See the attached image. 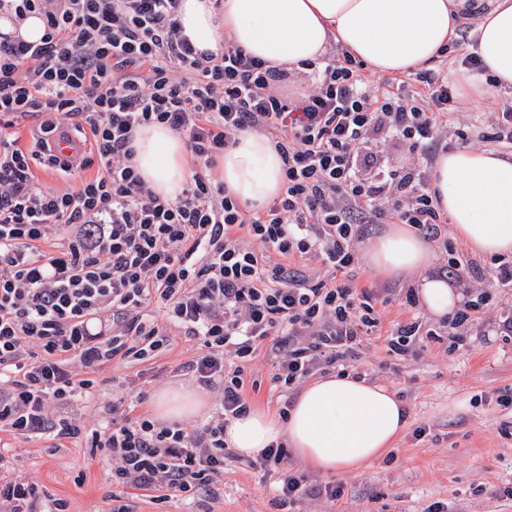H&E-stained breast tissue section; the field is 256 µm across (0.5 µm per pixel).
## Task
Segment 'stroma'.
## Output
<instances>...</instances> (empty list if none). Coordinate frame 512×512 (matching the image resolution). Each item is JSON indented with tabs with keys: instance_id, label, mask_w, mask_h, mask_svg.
<instances>
[{
	"instance_id": "35a3bbf8",
	"label": "stroma",
	"mask_w": 512,
	"mask_h": 512,
	"mask_svg": "<svg viewBox=\"0 0 512 512\" xmlns=\"http://www.w3.org/2000/svg\"><path fill=\"white\" fill-rule=\"evenodd\" d=\"M511 106V88L478 102L458 91L448 140L461 131L468 149L512 156V142L481 139L496 112ZM351 277L386 297L384 324L413 315L432 333L417 337L404 357L388 353L384 341L373 336L345 359L348 373L386 384L404 403L407 427L392 449L362 472L322 474L293 456L285 462V469L304 474L308 484L340 488L338 501L302 496L276 502V474L250 466L232 450L224 461L222 490L200 503L181 497L160 503L113 487L106 452L87 448L80 439L10 438L13 474L38 481L47 498L66 500L69 512H112L122 505L132 512H435L439 505L445 512H512V497L504 494L512 487V410L497 403L512 393V337L500 329L503 315L512 314V289L494 297L493 312L453 332L447 319L434 318L421 306L405 310L402 298L410 281L389 278L361 260ZM196 353L195 345L176 336L145 359L100 370L92 393L73 399L67 412L87 431L104 424L106 406L119 400L131 416H150L157 395L192 381L184 365ZM276 364L271 341H264L246 372L252 407L278 412L294 399L295 390L283 392L274 384ZM420 427L425 433L419 437Z\"/></svg>"
}]
</instances>
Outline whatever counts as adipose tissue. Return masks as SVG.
Masks as SVG:
<instances>
[{
    "label": "adipose tissue",
    "instance_id": "ef3b65f1",
    "mask_svg": "<svg viewBox=\"0 0 512 512\" xmlns=\"http://www.w3.org/2000/svg\"><path fill=\"white\" fill-rule=\"evenodd\" d=\"M466 0H183L180 23L201 50L218 51L225 36L248 54L280 68L320 58L336 43L373 71L402 74L431 62L464 23ZM476 20L475 53L482 70L456 79L481 91L487 79L512 88V0H485ZM135 164L159 195L176 196L186 178L187 151L169 129L154 125L135 135ZM229 192L244 203H262L282 187V160L273 143L241 133L218 160ZM431 188L456 233L475 253H512V159L492 151L442 153ZM363 260L396 279H410L431 315H452L464 296L432 272V250L411 228L390 225L361 245ZM205 401L194 387L177 384L159 394L153 413L162 420L196 415ZM407 423L401 400L387 386L349 375H329L305 385L286 417L249 409L234 419L225 440L239 455L258 456L275 441L289 444L323 473L371 465L402 435Z\"/></svg>",
    "mask_w": 512,
    "mask_h": 512
}]
</instances>
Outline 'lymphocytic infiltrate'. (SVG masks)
<instances>
[{
  "label": "lymphocytic infiltrate",
  "instance_id": "lymphocytic-infiltrate-1",
  "mask_svg": "<svg viewBox=\"0 0 512 512\" xmlns=\"http://www.w3.org/2000/svg\"><path fill=\"white\" fill-rule=\"evenodd\" d=\"M181 0H0V16L43 17L41 43L0 33V427L76 438L54 407L95 388L88 369L142 360L171 334L196 342L198 382L224 386L221 412L199 429L115 417L90 445L108 452L115 486L191 498L224 481V430L246 413L245 369L279 335L282 388L343 361L365 337L407 355L422 321L383 328L378 295L348 279L368 224L437 236L447 218L430 191L454 87L440 73L376 80L346 50L306 63L309 81L284 93L288 70L225 36L197 50L178 21ZM37 120L27 147L17 134ZM71 123L90 149L75 159L49 138ZM165 125L195 166L175 198L133 165L136 130ZM264 129L283 162L281 193L253 208L226 191L214 164L240 133ZM409 166L388 165L387 141ZM77 186L55 189L38 171ZM451 275L476 288L450 319L478 322L512 288V260L483 267L448 252ZM164 311L156 320L151 307ZM0 450V512H38L34 479L8 473Z\"/></svg>",
  "mask_w": 512,
  "mask_h": 512
}]
</instances>
